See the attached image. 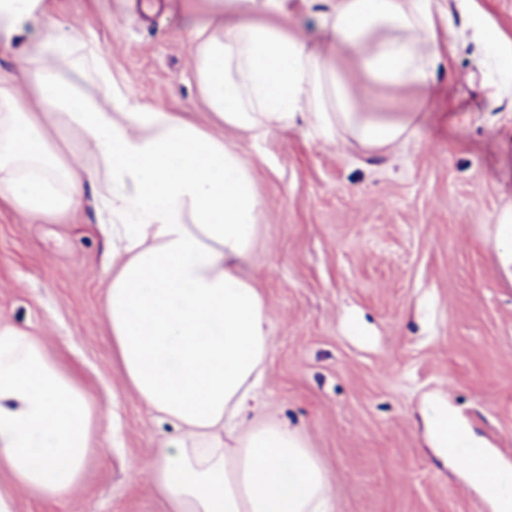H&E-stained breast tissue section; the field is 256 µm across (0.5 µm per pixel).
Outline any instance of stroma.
<instances>
[{
    "instance_id": "1",
    "label": "stroma",
    "mask_w": 512,
    "mask_h": 512,
    "mask_svg": "<svg viewBox=\"0 0 512 512\" xmlns=\"http://www.w3.org/2000/svg\"><path fill=\"white\" fill-rule=\"evenodd\" d=\"M58 0L142 101L222 135L264 199L253 257L273 324L262 396L324 463L335 512H496L426 442L437 396L512 469V277L496 213L512 204V78L477 23L512 40V0H449L446 124L382 155L307 129L256 137L207 112L190 78L204 0ZM112 273L85 203L35 222L0 211V322L39 336L105 414L101 454L65 512H168L146 464L168 427L132 394L101 308Z\"/></svg>"
}]
</instances>
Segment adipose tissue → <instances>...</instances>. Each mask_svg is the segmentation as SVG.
<instances>
[{
	"instance_id": "obj_1",
	"label": "adipose tissue",
	"mask_w": 512,
	"mask_h": 512,
	"mask_svg": "<svg viewBox=\"0 0 512 512\" xmlns=\"http://www.w3.org/2000/svg\"><path fill=\"white\" fill-rule=\"evenodd\" d=\"M320 35L283 27L292 0H210L191 32L192 76L226 127L307 125L380 154L417 138L443 88V0H324ZM0 208L36 219L93 200L112 226L104 295L112 345L137 400L176 436L149 469L169 512H333L303 435L254 420L271 319L251 272L264 200L241 153L180 113L140 101L99 43L67 31L54 0H0ZM439 454L457 464L472 437ZM102 412L41 339L0 323V466L52 503L82 486Z\"/></svg>"
}]
</instances>
